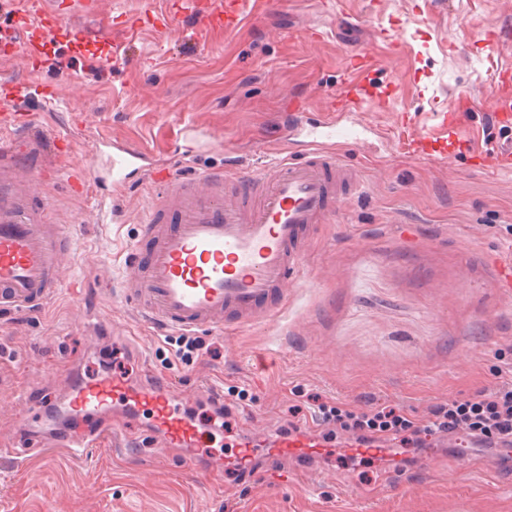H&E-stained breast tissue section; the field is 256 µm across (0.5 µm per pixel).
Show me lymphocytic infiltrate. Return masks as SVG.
Listing matches in <instances>:
<instances>
[{"mask_svg":"<svg viewBox=\"0 0 512 512\" xmlns=\"http://www.w3.org/2000/svg\"><path fill=\"white\" fill-rule=\"evenodd\" d=\"M317 409L320 435L326 441L342 431L353 445L368 450L388 442L420 450L429 441L460 436L495 448L501 463L512 462V379L472 397L438 402L424 419L377 399L362 411L327 401L318 402Z\"/></svg>","mask_w":512,"mask_h":512,"instance_id":"obj_1","label":"lymphocytic infiltrate"}]
</instances>
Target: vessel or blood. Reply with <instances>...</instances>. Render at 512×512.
<instances>
[{
    "label": "vessel or blood",
    "mask_w": 512,
    "mask_h": 512,
    "mask_svg": "<svg viewBox=\"0 0 512 512\" xmlns=\"http://www.w3.org/2000/svg\"><path fill=\"white\" fill-rule=\"evenodd\" d=\"M273 0H193L192 12L212 28L235 29L245 19H259ZM82 14L98 27L111 26V12L101 0H53L51 19L67 24ZM359 101L337 103L335 113L308 122L295 113L284 140L298 139L299 153H286L273 172L203 170L195 179L171 182L166 171L154 174L165 190L151 198L141 226L151 242L148 259L130 251L124 259L122 291L141 312L163 328L182 332L220 328L225 315L244 326L269 320L288 301L290 285L305 280V237L326 223L352 176L343 161L345 151L363 147L368 128L358 118ZM427 134L403 123L401 147L424 153ZM94 159L110 162L113 189L122 188L148 167L140 148L107 138L98 139ZM40 171L16 173L0 164V310L41 307L68 283L65 248L57 244L50 225L28 211V196L41 182ZM276 298L277 307L264 302ZM78 409L76 429L58 435L51 445L79 455L107 432H128L132 422L149 415L150 430L166 448L180 453L194 468L223 476L229 459L224 429L215 421L184 413L191 397L174 393L163 382L145 385L131 376H97L68 397ZM457 458L486 470L491 455L474 452L469 441L452 440ZM248 459L282 456L315 458L318 437L297 432L278 440L253 436L243 441Z\"/></svg>",
    "instance_id": "b4317fda"
}]
</instances>
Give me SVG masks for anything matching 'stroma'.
Segmentation results:
<instances>
[{
    "mask_svg": "<svg viewBox=\"0 0 512 512\" xmlns=\"http://www.w3.org/2000/svg\"><path fill=\"white\" fill-rule=\"evenodd\" d=\"M120 12L88 41L40 22L43 55L0 61V82L55 90L28 95L29 121L0 128L17 164L56 172L92 164L98 138L128 142L169 163L173 178L207 168L262 169L276 157L293 104L311 118L342 91L361 98L376 130L348 153L363 188L346 194L307 252V280L274 320L205 329L209 352L166 368L168 331L125 302L121 265L161 188L131 177L116 196L75 195L60 180L35 191L38 219L73 246L72 286L35 310L0 314V435L35 401L67 409L74 372L123 371L113 333L138 340L145 366L177 392L211 389L233 401V432L272 434L289 406L310 420L312 396L364 409L368 396L427 414L471 397L512 363V292L497 268L512 264V171L488 174L474 154L512 140V125L486 127L495 75L512 68V46L489 45V29L512 28V0H279L259 20L226 32L198 22L190 0H105ZM171 15L125 29L124 15ZM371 54L370 78L349 75L347 57ZM469 102L457 130L469 154H401L389 135L398 116L439 141L441 110ZM67 137L70 153L54 141ZM0 512H512V471L439 462L403 473L315 459L264 465L245 485L216 480L162 451L108 436L78 457L0 454Z\"/></svg>",
    "mask_w": 512,
    "mask_h": 512,
    "instance_id": "obj_1",
    "label": "stroma"
}]
</instances>
